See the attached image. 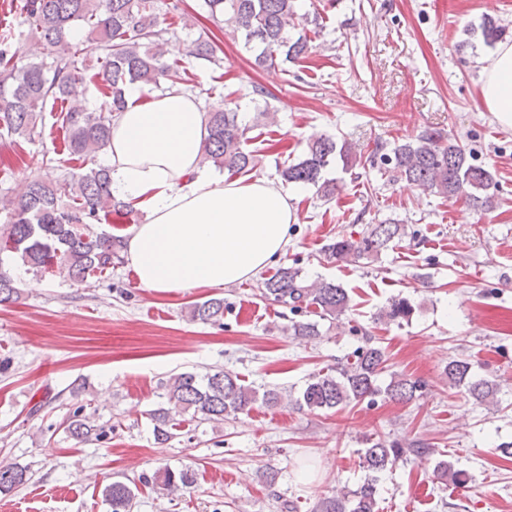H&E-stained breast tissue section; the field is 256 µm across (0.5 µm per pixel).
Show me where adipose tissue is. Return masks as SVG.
Returning <instances> with one entry per match:
<instances>
[{"instance_id":"adipose-tissue-1","label":"adipose tissue","mask_w":512,"mask_h":512,"mask_svg":"<svg viewBox=\"0 0 512 512\" xmlns=\"http://www.w3.org/2000/svg\"><path fill=\"white\" fill-rule=\"evenodd\" d=\"M488 112L512 127V41L499 44L480 85ZM104 159L114 197L145 214L125 241L142 288L171 294L257 276L286 254L298 223L288 193L264 179L226 180L198 162L206 134L199 101L178 89L129 85Z\"/></svg>"}]
</instances>
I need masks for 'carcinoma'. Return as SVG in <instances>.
<instances>
[{
  "label": "carcinoma",
  "mask_w": 512,
  "mask_h": 512,
  "mask_svg": "<svg viewBox=\"0 0 512 512\" xmlns=\"http://www.w3.org/2000/svg\"><path fill=\"white\" fill-rule=\"evenodd\" d=\"M211 17L223 18L233 31L244 36L245 44L257 50L255 64L272 66L278 59L295 61L310 50V40L288 36V20L295 15V0H205ZM22 8L45 44L49 60H13L0 48V130L8 135L29 137L43 122L44 112H57L55 124L64 131V146L69 155L94 159L109 143L112 118L125 107L127 85L140 82L155 87L163 83L182 86L194 92L185 61L204 60L217 67L223 63L224 48L218 39L202 31L190 42L179 43L177 30L159 27L161 10H181V3L162 0H24ZM84 34L86 50L68 38L73 31ZM481 35L488 45L506 36L505 28L484 18ZM179 43L172 52V43ZM93 81L101 95L99 107L65 105L70 86L82 79ZM248 127L234 108L207 112V134L200 163H210L230 175L244 174L257 166L256 154L246 149ZM344 166L362 164V153L344 142L319 137L306 143L302 158L278 168L286 184L316 188L329 201L336 194V182L324 178L325 169L336 158ZM392 177L448 199H462L480 211L498 205V183L492 172L476 163V152L440 131L426 130L414 142L400 144L381 155ZM9 214L11 231L0 253L10 252L27 269L55 265L74 282H84L93 273L112 268L120 259L112 236L91 231L92 224H109L112 217H126L133 205L115 199L110 190L107 167L94 162L60 178L37 175L16 194L0 198V210ZM401 224L382 221L371 224L359 239L337 235L327 244L329 256L358 263L375 259L390 242L402 237ZM17 280L0 258V304L19 297ZM263 294L272 301L297 312L310 306L319 317L339 319L350 310L346 289L327 280L310 282L295 267H283L263 282ZM413 306L404 298H394L380 309L377 320L400 322L409 319ZM192 320L218 324L224 318V300L211 298L194 303ZM288 334L300 338L319 335L318 322L294 321ZM385 351L368 345L357 359L334 372L309 379L296 403L310 411L342 409L353 402L382 395L392 401L408 403L422 395L423 383L395 374L385 386L379 383L386 368ZM445 374L451 385L481 405L498 403L499 385L479 377L467 360L448 362ZM166 402L151 411L155 439L173 437L174 416L190 414L202 421L222 422L249 413L258 402L270 406L278 402L273 390L240 383L237 375L217 370L201 377L193 373L171 376L164 384ZM66 432L80 442H103L109 431L97 425L77 406L66 420ZM403 449L382 438L368 442L363 453V468L368 477L354 491L321 501V512H375L377 482L393 469ZM437 476L457 483L467 480L461 470L451 469L442 460L435 466ZM27 470L19 466L0 467V494H8L26 481ZM158 489L174 492L189 488L195 473L186 468L164 469L153 476ZM112 512H130L135 499L133 488L115 480L104 487Z\"/></svg>",
  "instance_id": "carcinoma-1"
}]
</instances>
